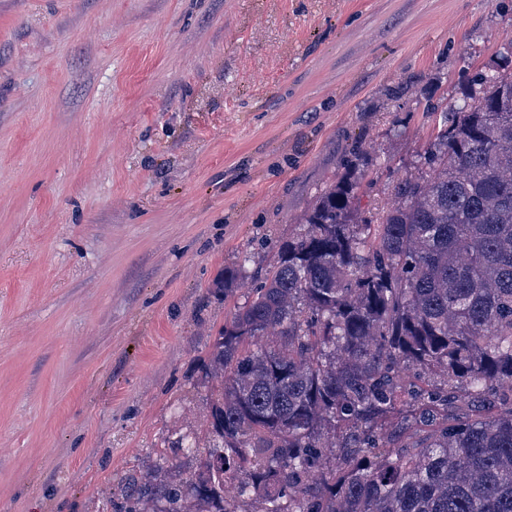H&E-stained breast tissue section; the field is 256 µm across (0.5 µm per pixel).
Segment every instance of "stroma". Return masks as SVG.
<instances>
[{
    "label": "stroma",
    "instance_id": "obj_1",
    "mask_svg": "<svg viewBox=\"0 0 512 512\" xmlns=\"http://www.w3.org/2000/svg\"><path fill=\"white\" fill-rule=\"evenodd\" d=\"M512 0H0V512H113L206 412L208 345L371 147L380 212Z\"/></svg>",
    "mask_w": 512,
    "mask_h": 512
}]
</instances>
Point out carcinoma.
I'll return each mask as SVG.
<instances>
[{
	"label": "carcinoma",
	"mask_w": 512,
	"mask_h": 512,
	"mask_svg": "<svg viewBox=\"0 0 512 512\" xmlns=\"http://www.w3.org/2000/svg\"><path fill=\"white\" fill-rule=\"evenodd\" d=\"M474 84L375 221L352 146L209 345L203 455L117 512H512V74Z\"/></svg>",
	"instance_id": "cac0c4a2"
}]
</instances>
